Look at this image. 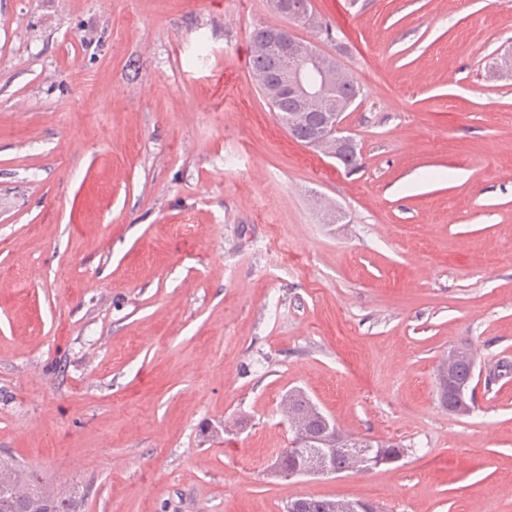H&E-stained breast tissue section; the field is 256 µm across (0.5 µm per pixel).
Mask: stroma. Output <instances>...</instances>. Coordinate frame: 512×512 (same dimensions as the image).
Segmentation results:
<instances>
[{"instance_id": "1", "label": "stroma", "mask_w": 512, "mask_h": 512, "mask_svg": "<svg viewBox=\"0 0 512 512\" xmlns=\"http://www.w3.org/2000/svg\"><path fill=\"white\" fill-rule=\"evenodd\" d=\"M312 5L350 172L257 86L266 0H0V456L81 512H512V0ZM292 389L406 455L272 476ZM447 360H443V362L439 365L437 370V386L439 388L438 394L442 407L445 410H448V413L451 414L457 406L456 401L452 397V395H448V392L453 393L459 399V405L461 410V415L458 416H467L473 411L474 407V396L473 392L469 390V386L473 379V369L471 363L475 365V357L472 355L471 351L468 348H463L461 346L453 347L448 350V355L446 356ZM460 359H466L468 361H457L450 365L448 372V363ZM445 369L448 373V387L442 384L439 380V373L442 369ZM451 375V376H450ZM458 384L464 386H456L452 380ZM444 387V388H442ZM358 499H330L319 497H300L291 501L289 504H296L299 507V512H351L350 505H352V512H370L372 511L370 503ZM358 502V503H355ZM288 504V505H289Z\"/></svg>"}]
</instances>
